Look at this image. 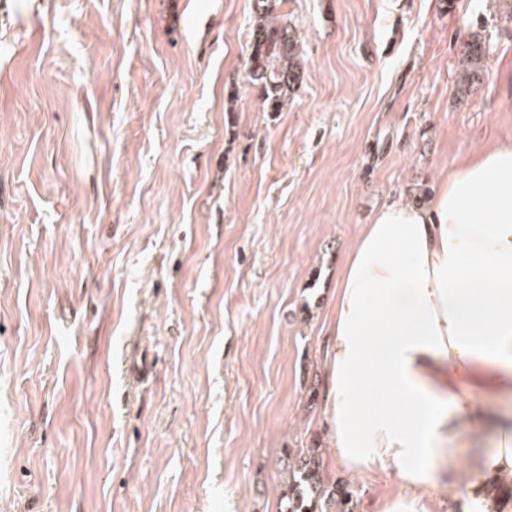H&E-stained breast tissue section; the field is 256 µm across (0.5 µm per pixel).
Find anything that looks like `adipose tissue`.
<instances>
[{
  "label": "adipose tissue",
  "instance_id": "1",
  "mask_svg": "<svg viewBox=\"0 0 512 512\" xmlns=\"http://www.w3.org/2000/svg\"><path fill=\"white\" fill-rule=\"evenodd\" d=\"M323 417L341 466L404 486L379 512H430L423 493L465 444L448 486L488 512L512 476V136L449 172L420 205L384 204L336 278ZM484 381V396L460 393Z\"/></svg>",
  "mask_w": 512,
  "mask_h": 512
}]
</instances>
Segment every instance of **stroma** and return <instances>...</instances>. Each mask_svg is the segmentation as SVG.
Listing matches in <instances>:
<instances>
[{
    "label": "stroma",
    "instance_id": "stroma-1",
    "mask_svg": "<svg viewBox=\"0 0 512 512\" xmlns=\"http://www.w3.org/2000/svg\"><path fill=\"white\" fill-rule=\"evenodd\" d=\"M286 10L302 82L265 112L254 0H0V512H281L300 448L357 512L400 493L328 441L336 272L512 135V0ZM488 50L478 40L467 42L462 53L461 66L466 76L475 77L484 67Z\"/></svg>",
    "mask_w": 512,
    "mask_h": 512
}]
</instances>
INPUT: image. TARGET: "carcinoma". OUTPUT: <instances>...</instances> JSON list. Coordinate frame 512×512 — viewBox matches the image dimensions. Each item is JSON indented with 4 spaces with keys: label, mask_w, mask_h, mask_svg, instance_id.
<instances>
[{
    "label": "carcinoma",
    "mask_w": 512,
    "mask_h": 512,
    "mask_svg": "<svg viewBox=\"0 0 512 512\" xmlns=\"http://www.w3.org/2000/svg\"><path fill=\"white\" fill-rule=\"evenodd\" d=\"M285 0H255L249 32L248 76L269 112H282L301 82L304 60L295 27L282 12ZM488 50L474 40L466 44L461 66L475 77L484 67ZM283 481V512H356L355 492L347 481L330 482L323 474L322 453L306 448L288 458Z\"/></svg>",
    "instance_id": "carcinoma-1"
}]
</instances>
